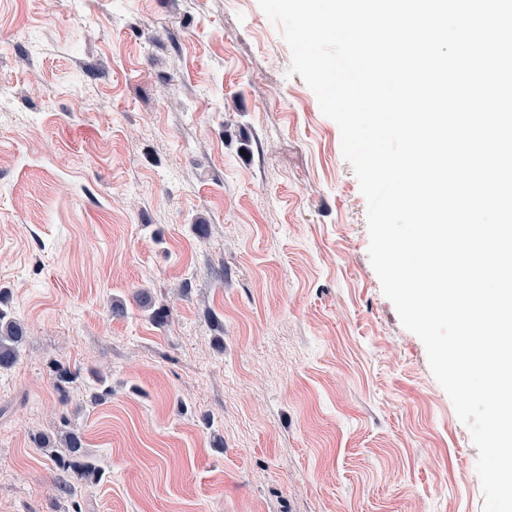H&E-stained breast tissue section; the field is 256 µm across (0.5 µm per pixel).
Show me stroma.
<instances>
[{"instance_id":"obj_1","label":"stroma","mask_w":512,"mask_h":512,"mask_svg":"<svg viewBox=\"0 0 512 512\" xmlns=\"http://www.w3.org/2000/svg\"><path fill=\"white\" fill-rule=\"evenodd\" d=\"M290 63L258 0H0V289L27 336L0 512H482L470 430ZM66 423L103 471L72 500L30 440ZM138 295L140 307L147 313L148 319L156 325L165 324L170 315L169 307L164 303H157L148 290L142 289Z\"/></svg>"}]
</instances>
